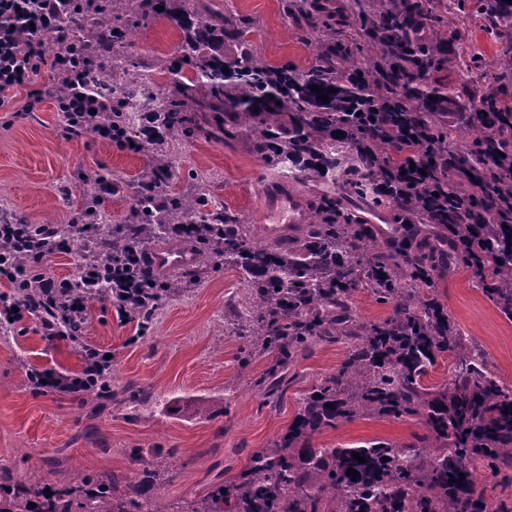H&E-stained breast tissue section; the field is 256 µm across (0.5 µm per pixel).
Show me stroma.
Returning a JSON list of instances; mask_svg holds the SVG:
<instances>
[{"label":"stroma","mask_w":512,"mask_h":512,"mask_svg":"<svg viewBox=\"0 0 512 512\" xmlns=\"http://www.w3.org/2000/svg\"><path fill=\"white\" fill-rule=\"evenodd\" d=\"M223 5L226 17L255 21L250 39L259 60L300 69L312 61L314 46L302 40L295 22L284 15L281 0H223ZM460 32V41L448 45V63L429 71L428 84L448 89L467 81L456 61L460 46H477L494 59L497 43L474 22H466ZM179 40V31L160 20L140 34L129 53L152 67L172 54ZM59 122L57 103L50 97L34 115L9 123L0 118V212L11 219L67 223L80 199L78 169H98L130 185L145 163L144 156L91 135L63 140ZM175 171L182 178L194 171L211 174L217 198L255 229L265 221L268 191L286 181L252 156L240 139L185 143L175 154ZM435 289L457 328L488 353L501 377L512 380V317L485 296L465 269L443 272ZM238 295L236 273L211 265L198 288L163 302L155 324L141 337L132 326L119 323L111 306L91 303L84 341L111 352L120 392L94 419L84 397L44 393L28 381L35 368L80 371L82 358L72 343H50L30 329L0 338V467L33 484H66L95 473L140 470L136 453L150 449L175 462L174 476L159 491L171 502L238 473L253 449L285 432L301 393L332 372L345 351L337 340L311 345L282 371L276 396L265 398L255 382L276 356L263 355L247 371H239L243 340L226 326ZM202 398L209 399L211 414L200 420L193 405ZM424 432L417 422L358 418L316 435L315 443L410 442Z\"/></svg>","instance_id":"35a3bbf8"}]
</instances>
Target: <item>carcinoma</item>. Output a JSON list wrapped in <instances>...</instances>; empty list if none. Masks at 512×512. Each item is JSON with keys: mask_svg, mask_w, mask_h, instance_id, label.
Segmentation results:
<instances>
[{"mask_svg": "<svg viewBox=\"0 0 512 512\" xmlns=\"http://www.w3.org/2000/svg\"><path fill=\"white\" fill-rule=\"evenodd\" d=\"M283 12L314 44L315 58L304 70L260 62L245 39L247 23H232L224 10L203 0H76L71 29L75 53L98 55L106 67L71 70L66 64L53 77L52 94L70 98L82 84L108 98L97 115V127L132 137L144 120L155 139H135L148 164L137 177L135 198L121 227L112 228L113 255L131 253L154 240L173 238L195 248V266L152 289L160 300H177L196 285L214 256L224 251V267L239 272L244 307L242 322L248 344L239 358L245 368L252 358L279 356L269 370L294 361L311 343L338 338L345 344L334 371L299 399V412L286 433L265 448L254 449L244 468L230 479L169 503L151 489L172 477L169 459L154 454L137 472L110 471L68 486L31 487L0 467V512H512L504 501L477 491L475 475L488 472L512 487V385L490 369L488 354L453 327L434 296L433 270L471 267L468 248L454 250L430 237L431 216L423 200L424 184L406 196V209L416 219L415 234L394 246L373 240V227L344 218L336 210L333 187L340 181L357 196L367 194L373 176L350 143L336 139V123L351 124L350 113L371 111L379 99L396 125L431 126L437 98L465 96L488 115L512 114L505 89L512 84V50L488 63L471 54L467 70L480 82L444 91L423 84L440 64L443 33L435 30L427 46L413 42L403 28L412 17L430 22L448 10L477 18L490 31L512 28L507 0H351L360 19V35L378 55L360 58L336 42V29L319 0H281ZM164 10L159 11L157 7ZM158 19L180 31L176 54L160 61L158 72L173 92L164 94L146 79L127 49L131 39ZM238 40L239 52L224 55V33ZM329 96L324 102L312 86ZM248 139L251 153L298 183L319 185L321 204L306 231L310 247L289 254L254 241L250 225L228 211L213 212L212 179L192 175L184 190L174 180L173 150L191 140ZM499 137L493 128L477 127L471 140L449 145L440 137L435 151L448 158V169L471 166L493 153ZM375 153L385 167L399 168L408 157L375 140ZM84 194L73 219L81 224H109L98 201L101 187H117L98 170L83 171ZM512 194V182L491 181L487 191L463 199L448 189L450 221L467 216L492 220L498 204ZM172 224H194L202 235L173 233ZM363 278L380 304L393 314L365 322L348 305L355 278ZM483 292L512 317V255L482 256ZM453 360L448 388L436 391L423 377L443 355ZM91 416L116 401L112 379L86 390ZM419 421L425 434L411 443L371 440L359 447L317 448L315 435L357 418ZM366 459L361 463L353 458ZM356 471V477L346 474ZM464 477H459V474ZM52 496H46V493ZM35 506H29V503Z\"/></svg>", "mask_w": 512, "mask_h": 512, "instance_id": "1", "label": "carcinoma"}]
</instances>
